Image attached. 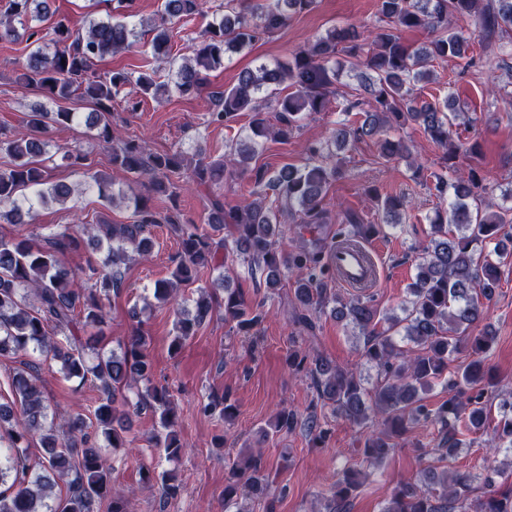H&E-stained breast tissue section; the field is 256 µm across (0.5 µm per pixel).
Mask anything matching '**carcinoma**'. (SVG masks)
I'll return each instance as SVG.
<instances>
[{
	"mask_svg": "<svg viewBox=\"0 0 512 512\" xmlns=\"http://www.w3.org/2000/svg\"><path fill=\"white\" fill-rule=\"evenodd\" d=\"M379 18L370 48L361 42L353 26L334 28L326 35L297 51L286 64L262 63L238 74L235 85L210 92L213 100L211 122L230 126L242 112L251 113L250 134L235 142L224 154V161L212 163L200 156L187 159L180 152L155 153L139 137L116 135L109 117L121 93L134 111L139 98L157 101L173 95L202 93L210 84L211 72L224 67L228 52H240L268 36L293 16L311 11L316 0H263L246 4L227 0L225 13L215 17L205 38L193 49L192 56L175 64L172 56L178 29L204 13L207 0H164L163 11L150 22L151 58L155 64L175 66L167 81L156 80V68L146 67L138 74L111 71L100 74L97 60L121 50H129L139 41L137 28L118 18H91L83 28H74L67 18L57 19L53 27L40 23L48 18V0H9L0 15V40L18 38L16 24L24 26L26 40L36 45L20 68V80L53 100L62 101L78 93L92 106L89 120L96 136L112 145V164L133 178L147 179L148 192L174 201L180 191L177 179L218 182L248 171L257 148L268 138L288 141L293 129L312 114L330 110V86L340 69L363 65L368 74L360 92L344 97L343 112L363 113L356 127L344 123L332 128L326 143L306 147V162L268 174L256 171L253 191L256 198L229 205L220 195L209 198L206 220H183L177 213L160 212L149 204V197L116 193L113 183L95 177L88 187L103 199L120 198L133 203L131 221L114 224L100 215L96 223L61 225L43 237V245L30 239L0 235V357H15L37 352L59 364L66 380L82 383L90 380L99 392L94 410L95 422L87 425L76 416L62 429L54 425L37 381L39 365L35 362L16 371L11 378L14 400L0 404V512H94V505L107 500L112 512H128L124 494L112 488V471L98 445V437L113 448L127 443L126 421L130 415L150 412L158 418L161 432L155 445L166 458L177 459L183 444L177 431L179 415L168 388L152 384L148 359V337L136 328L119 351L96 354L89 361L77 333L103 321L112 295L123 287L122 265L131 254H144L152 248L151 228L164 224L181 246L170 278L154 288V298L161 304L176 300L178 288L197 280L200 270L215 264L217 255L234 261L248 257L247 273L263 279L265 287L275 291L293 279L294 296L304 313L298 320L312 328L308 312L331 313L341 321L361 330L365 337L360 360L376 370L372 388L365 386L362 375L341 369L322 357L307 362V356L292 355L289 363L309 374L318 398L336 411L359 423L377 420L376 428L364 439L363 455L367 466L386 459L394 443L419 423L437 426L438 440L422 455L437 462L452 461L464 445L458 438L459 425L479 431L488 420L485 389L465 397L467 389L485 377L486 354L493 337L486 333L470 335L480 322L485 303L492 300L499 282V269L512 257L497 242L500 229L512 223V207L493 209L477 203L487 193L474 171L463 173L456 159L478 152V142H463L453 132L460 116L453 95L440 105L420 97L418 86L431 80L435 63L461 58L472 32L450 26L451 20L474 19L481 43L498 48L503 39L512 40V0H379ZM404 29H426L430 41L411 51L400 41ZM284 87L288 93L277 98L273 111L277 125L270 123L269 112L257 104L268 89ZM76 113L65 109L49 112L43 106L30 109L27 127L30 134L16 137L0 131V150L12 158L0 170V221L28 224L35 207L48 202H62L72 193L66 184L46 186V179L36 158L46 154V135L54 125H68ZM416 125L436 145L445 150L448 169L433 174L435 195H452L449 207L430 222L428 243L418 247L419 262L410 299L402 315L383 314L373 300L356 297L343 300L328 292L336 270L325 260L336 247V240L320 242L315 248L305 246L286 251L281 246L286 219L298 215L305 224L328 223L325 209L327 186L341 174L336 154L330 145L344 147L365 137H374L384 128ZM383 154L408 158L405 140H380ZM271 205H266L267 196ZM408 201L398 196L380 200L381 223L394 224ZM228 234H223L224 228ZM87 236L95 250L105 253L101 264L88 263L84 277L65 261L67 253L79 245L78 233ZM376 232V225L365 223L352 210L344 211L336 236L343 241L364 239ZM224 284V321L234 324L237 332L257 337L265 318L262 300L248 301L238 290ZM213 293L200 291L193 311L178 312L176 334L169 343V353L177 355L186 341L213 313ZM383 323V330L378 324ZM402 335L414 345L406 349L395 340ZM469 349L470 361L456 371L448 370L449 356L460 347ZM133 380L145 384L144 392L128 404L119 400L122 388ZM448 389V399L435 409L428 407L422 393L435 383ZM202 410L226 422L238 412L229 396L212 395ZM298 417L281 411L271 430L286 434L297 425ZM40 437L43 455L34 466L29 447ZM496 450L512 455V402L500 406V418L494 427ZM356 467L344 469L331 485L325 498L324 512H347L353 492L358 488ZM508 480L499 469L478 478L458 470L438 473V467L424 469V485L401 484L387 500L382 512H512V489L500 492L495 477ZM66 487L65 495L46 492L50 479ZM482 480L488 495L478 504L469 502L468 492L474 481ZM140 482L158 484L160 499L177 497L180 485L175 476L145 466ZM270 494V485L261 459L241 466L234 462L224 479V507L234 498L258 499Z\"/></svg>",
	"mask_w": 512,
	"mask_h": 512,
	"instance_id": "obj_1",
	"label": "carcinoma"
}]
</instances>
